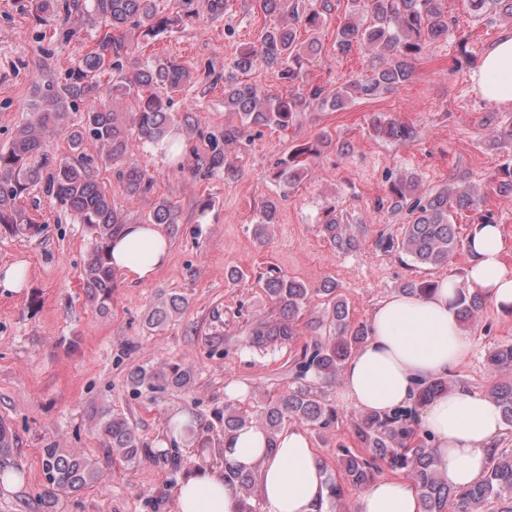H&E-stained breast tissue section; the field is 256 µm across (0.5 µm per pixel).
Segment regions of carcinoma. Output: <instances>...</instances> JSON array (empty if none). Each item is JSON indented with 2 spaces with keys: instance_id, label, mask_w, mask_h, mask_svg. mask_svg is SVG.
Returning <instances> with one entry per match:
<instances>
[{
  "instance_id": "1",
  "label": "carcinoma",
  "mask_w": 512,
  "mask_h": 512,
  "mask_svg": "<svg viewBox=\"0 0 512 512\" xmlns=\"http://www.w3.org/2000/svg\"><path fill=\"white\" fill-rule=\"evenodd\" d=\"M445 0H347L348 10L336 27L334 48L340 55L366 52L373 69L361 77L329 89L304 81V55L316 54L320 43L298 42V26L317 29L332 11L331 0H319L306 8L297 0H255V6L268 16L282 15L287 23L265 29L258 46L244 50L236 57L233 71L222 76L208 72L205 76L191 71L175 58L135 59L131 69L124 70L121 59L135 52L139 38H155L171 26L205 14L212 20L224 18L228 0H31L35 15L59 9L73 13L81 23L104 28L95 48L84 56L67 82L54 88L47 86L34 92L29 117L19 125L5 149H0V225L21 235L39 232L35 215L20 204L26 191L39 184L45 193L82 224L91 240L84 267V290L87 300L99 312L107 311L112 289L117 287L116 273L109 263L108 248L112 237L129 223L127 215L115 205L112 192L96 179L95 171L84 162V144L88 139L99 144L104 164L117 169L123 190L130 196L148 194L154 187V176L133 158L132 144L138 141L163 150L178 158L180 142L170 112L173 96L203 78L213 83L224 81V110L237 121L207 136L209 148L192 169L193 176L209 180L222 173L224 178L238 176L239 167L227 156L228 146L237 143L250 127L265 126L287 129L302 112L320 107L343 109L349 102L374 99L389 93L412 77V60L428 45L448 37L456 29L459 43L468 34L459 22L448 17ZM470 15L489 21L506 19L512 23V0H468ZM257 67L275 70L288 84L286 95H273L258 90L238 79ZM112 79V99L132 100L131 111L121 112L108 100L97 99V89L104 75ZM88 100L81 124L69 123L70 104ZM371 128L389 139L411 142L417 137L415 126L379 115L370 118ZM65 134L71 155L58 161L46 152V133ZM333 143L332 135L322 132L313 140L295 146L286 157L277 160L273 176L292 188L312 174V162ZM492 185L500 192H512V165L506 164L493 177ZM480 195L464 183L455 182L431 192L419 189L417 177L403 176L391 185L388 208L406 212L408 223L395 236L380 235L379 246L398 251L414 263L436 268L448 263L458 248L454 217L477 208ZM277 203L266 201L256 238L265 235L274 223ZM147 223L158 224L173 233L179 224V208L170 199L158 200L147 216ZM323 231L340 250L357 246V228L339 223L336 214L326 212ZM263 291L278 310L273 319H258L251 329V343L258 347L283 344L300 334V317L316 291L331 298L328 320L307 322L309 343L297 363L295 387L288 394L267 403L254 417L239 414L229 405L216 414L224 428L200 426L190 420L180 425V433L188 436L205 452L220 447L221 439L246 425H255L274 438L290 422L326 428L337 418L336 408L322 390L325 383L341 379L346 361L366 342L367 326L352 324L348 306L336 299L332 282L316 290L270 270ZM187 303L184 296H161L150 308L145 325L155 329L179 313ZM485 299L477 291L459 289L456 305L461 323H474ZM493 374L488 397L501 408L505 426L512 428V344L494 348L489 354ZM190 374L178 365L168 369L140 368L131 375L134 389L150 391L165 385L184 388ZM451 389L445 378L418 383L411 408L391 414L365 413L355 427V437L363 451L341 449L345 483L329 481L330 508L336 512L344 497V484L355 487L369 483L383 461L394 472L408 474L416 483L423 512H512V453L493 452L482 479L464 490L448 485L441 475L439 462L428 441L415 442L421 408ZM98 434L108 456L127 464L149 456L134 427L123 417L112 415L96 422ZM14 438L10 427L0 420V484L2 475L13 473L10 448ZM42 467L47 480V504L54 506L60 496L94 483L99 478L96 463L77 454H64L58 448L42 449ZM224 479L240 495L243 512H254L252 499L257 493L256 477L229 462H224Z\"/></svg>"
}]
</instances>
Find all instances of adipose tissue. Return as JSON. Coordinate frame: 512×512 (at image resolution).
Returning <instances> with one entry per match:
<instances>
[{
  "instance_id": "adipose-tissue-1",
  "label": "adipose tissue",
  "mask_w": 512,
  "mask_h": 512,
  "mask_svg": "<svg viewBox=\"0 0 512 512\" xmlns=\"http://www.w3.org/2000/svg\"><path fill=\"white\" fill-rule=\"evenodd\" d=\"M472 81L484 100L512 108V28L499 33ZM467 248L464 279L445 276L424 295L392 294L373 308L370 337L342 373L343 395L353 405L381 413L405 407L418 382L447 375L466 359L470 343L455 306L459 287L481 292L500 313L512 314V265L504 259L500 225H471ZM170 250L160 226L131 223L112 241V265L129 284L147 283L165 267ZM422 418L449 485L475 484L502 431L499 406L459 387L431 401ZM223 447L227 460L255 473L266 512H327L326 475L301 426L284 427L272 442L258 427L246 426ZM176 500L177 512H241L240 497L220 467H197L178 485ZM355 512H422V501L413 480L382 477L359 490Z\"/></svg>"
}]
</instances>
